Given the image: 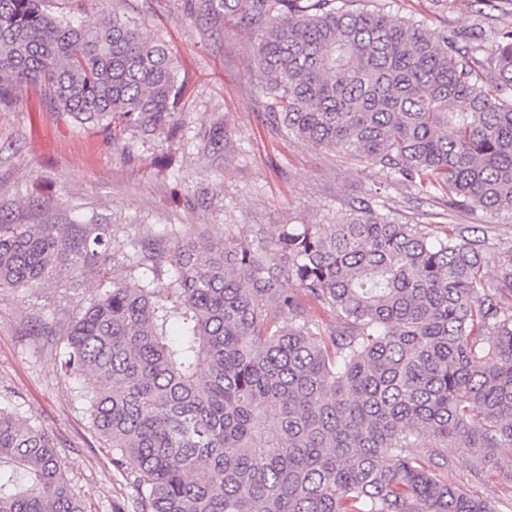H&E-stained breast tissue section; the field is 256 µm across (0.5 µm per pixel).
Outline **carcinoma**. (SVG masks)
Here are the masks:
<instances>
[{
    "mask_svg": "<svg viewBox=\"0 0 512 512\" xmlns=\"http://www.w3.org/2000/svg\"><path fill=\"white\" fill-rule=\"evenodd\" d=\"M184 11L255 35L253 70L283 132L448 209L512 215V28L463 40L336 0ZM22 84L114 140L163 130L186 89L168 47L123 16L0 0V102ZM236 228L198 245L0 213V292L96 276L75 316L35 312L24 335L92 380L90 428L140 512H494L437 470L453 447L476 474L512 477V248L489 282L488 238L463 224L367 204L334 224ZM57 448L0 404V512H87Z\"/></svg>",
    "mask_w": 512,
    "mask_h": 512,
    "instance_id": "obj_1",
    "label": "carcinoma"
}]
</instances>
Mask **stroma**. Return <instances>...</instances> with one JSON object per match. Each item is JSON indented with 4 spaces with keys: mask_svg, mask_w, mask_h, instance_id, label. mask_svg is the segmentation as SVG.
<instances>
[{
    "mask_svg": "<svg viewBox=\"0 0 512 512\" xmlns=\"http://www.w3.org/2000/svg\"><path fill=\"white\" fill-rule=\"evenodd\" d=\"M350 7L384 8L425 21L440 32L470 36L512 26V0H348ZM94 13L136 20L146 36L170 49L187 88L173 131L135 140L123 149L100 128L75 123L39 104L34 86L0 104V208L18 224H61L96 214L122 235L169 224L201 242L222 238L228 225L332 224L350 207L379 193V202L402 220L429 224L441 206L408 185L386 186L367 164L311 146L271 127L252 71L253 35L229 26L210 34L186 17L183 0H97ZM240 147L224 148L226 130ZM447 220L487 230L488 274H496L512 247V217L497 212L449 211ZM91 284L76 289L50 280L39 297L0 293V400L10 401L61 443L67 476L88 512H134L137 491L113 467L89 426L77 383L58 360L23 336L32 308L76 314L75 297L91 298ZM441 477L512 512V482L476 478L470 459L448 449Z\"/></svg>",
    "mask_w": 512,
    "mask_h": 512,
    "instance_id": "1",
    "label": "stroma"
}]
</instances>
